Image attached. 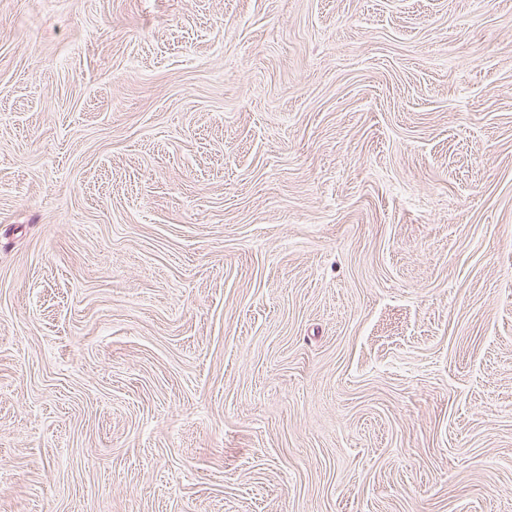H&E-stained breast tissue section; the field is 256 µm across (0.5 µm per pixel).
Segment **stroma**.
I'll return each mask as SVG.
<instances>
[{"label": "stroma", "mask_w": 512, "mask_h": 512, "mask_svg": "<svg viewBox=\"0 0 512 512\" xmlns=\"http://www.w3.org/2000/svg\"><path fill=\"white\" fill-rule=\"evenodd\" d=\"M0 512H512V0H0Z\"/></svg>", "instance_id": "stroma-1"}]
</instances>
